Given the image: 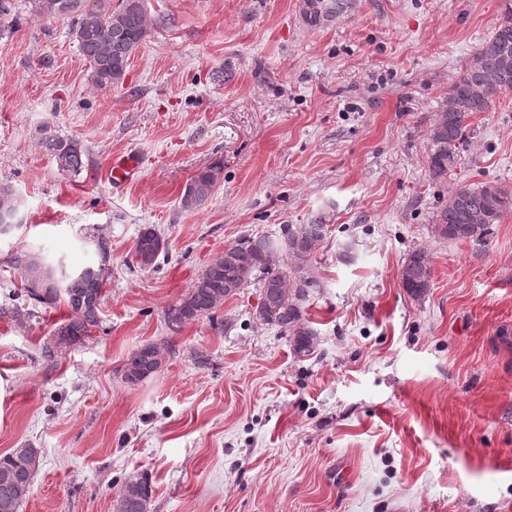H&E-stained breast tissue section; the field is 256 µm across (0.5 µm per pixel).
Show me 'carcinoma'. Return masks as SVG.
I'll return each mask as SVG.
<instances>
[{
  "label": "carcinoma",
  "instance_id": "obj_1",
  "mask_svg": "<svg viewBox=\"0 0 512 512\" xmlns=\"http://www.w3.org/2000/svg\"><path fill=\"white\" fill-rule=\"evenodd\" d=\"M304 5V15L312 22L329 12L325 0H304ZM32 11L42 20H74L80 51L99 87L123 81L131 56L148 36L144 0H118L115 4L112 0H32ZM504 11L494 35L450 82L444 106L433 121L428 174L435 183L447 181L457 165L471 115L488 111L500 93L512 90V0H505ZM41 147L59 171L74 176L81 173L85 150L79 140L45 132ZM223 171L219 160L201 167L185 188L182 205L193 207L206 200L221 182ZM507 212H512V192L498 182L459 188L438 208L431 233L443 240L481 244L491 225ZM325 237L323 224H290L288 231L277 237L249 236L224 249L223 255L202 270L185 296L167 309L169 330L175 333L188 321L214 318L224 300L254 285L260 289L255 318L288 335L295 354H311L318 337L305 321V305L321 287L315 269ZM88 238L95 241L100 258L95 266L68 272L49 267L34 256L20 259L28 296L49 308L61 301L69 308L67 318L53 332L59 347L82 341L99 326L109 280L106 262L110 246L100 234L93 232ZM159 239L155 230H141L135 249L140 266L154 265L160 253ZM399 276L412 299L424 298L433 282L428 252L421 248L411 251ZM170 353L166 340L135 349L124 364L125 381L134 385L154 375ZM39 465L40 452L31 446L0 454V512H19L31 494ZM152 496L148 477L131 475L115 499L114 512H149Z\"/></svg>",
  "mask_w": 512,
  "mask_h": 512
}]
</instances>
